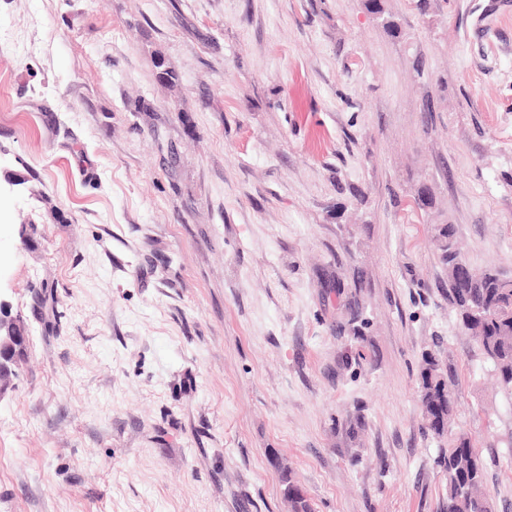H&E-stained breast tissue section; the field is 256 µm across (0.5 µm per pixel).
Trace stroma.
Listing matches in <instances>:
<instances>
[{
    "mask_svg": "<svg viewBox=\"0 0 512 512\" xmlns=\"http://www.w3.org/2000/svg\"><path fill=\"white\" fill-rule=\"evenodd\" d=\"M381 3L0 0V512H439L436 343L512 503L431 241L512 277V0ZM26 323L11 315L9 304L0 298V399L14 387L16 368L24 359Z\"/></svg>",
    "mask_w": 512,
    "mask_h": 512,
    "instance_id": "35a3bbf8",
    "label": "stroma"
}]
</instances>
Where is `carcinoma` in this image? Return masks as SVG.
<instances>
[{
    "instance_id": "carcinoma-1",
    "label": "carcinoma",
    "mask_w": 512,
    "mask_h": 512,
    "mask_svg": "<svg viewBox=\"0 0 512 512\" xmlns=\"http://www.w3.org/2000/svg\"><path fill=\"white\" fill-rule=\"evenodd\" d=\"M433 245L448 275V302L461 327L490 362L498 384L512 393V278L496 269H473L449 224L433 227ZM419 401L427 435L440 442L434 463L445 478L440 512H494L484 493L486 472L469 433L453 429L457 397L437 354H422Z\"/></svg>"
}]
</instances>
